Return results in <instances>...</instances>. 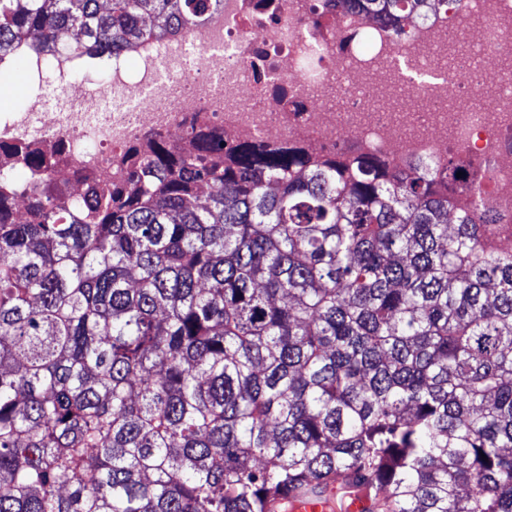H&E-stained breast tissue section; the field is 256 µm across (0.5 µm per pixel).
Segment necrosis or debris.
I'll return each instance as SVG.
<instances>
[{
  "label": "necrosis or debris",
  "instance_id": "4bbe7bcc",
  "mask_svg": "<svg viewBox=\"0 0 512 512\" xmlns=\"http://www.w3.org/2000/svg\"><path fill=\"white\" fill-rule=\"evenodd\" d=\"M19 67L30 81L50 71L72 101L1 113L0 142L39 145L78 205L125 180L127 148L203 122L229 143L296 142L393 171L455 161L487 221L512 227V0H450L416 20L334 0H221L190 32L96 61L23 42L0 59Z\"/></svg>",
  "mask_w": 512,
  "mask_h": 512
}]
</instances>
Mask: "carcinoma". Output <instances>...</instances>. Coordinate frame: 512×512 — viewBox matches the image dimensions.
I'll use <instances>...</instances> for the list:
<instances>
[{
	"mask_svg": "<svg viewBox=\"0 0 512 512\" xmlns=\"http://www.w3.org/2000/svg\"><path fill=\"white\" fill-rule=\"evenodd\" d=\"M218 0H0V57L120 53ZM375 16L448 0H336ZM166 137L75 209L0 195V512H512V251L436 182Z\"/></svg>",
	"mask_w": 512,
	"mask_h": 512,
	"instance_id": "obj_1",
	"label": "carcinoma"
}]
</instances>
